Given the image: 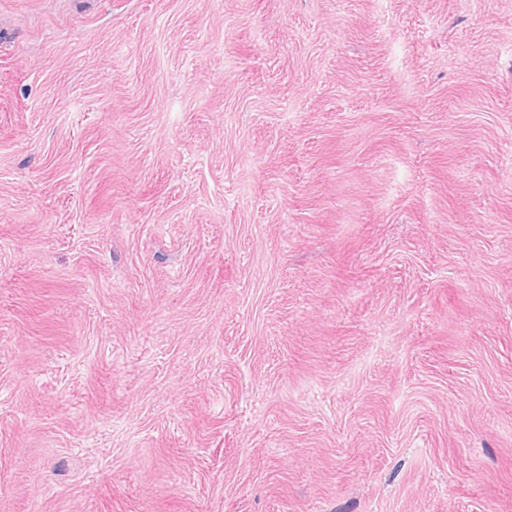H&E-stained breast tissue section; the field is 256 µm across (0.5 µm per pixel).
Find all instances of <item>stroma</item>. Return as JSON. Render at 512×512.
Returning a JSON list of instances; mask_svg holds the SVG:
<instances>
[{
	"label": "stroma",
	"mask_w": 512,
	"mask_h": 512,
	"mask_svg": "<svg viewBox=\"0 0 512 512\" xmlns=\"http://www.w3.org/2000/svg\"><path fill=\"white\" fill-rule=\"evenodd\" d=\"M0 512H512V0H0Z\"/></svg>",
	"instance_id": "1"
}]
</instances>
